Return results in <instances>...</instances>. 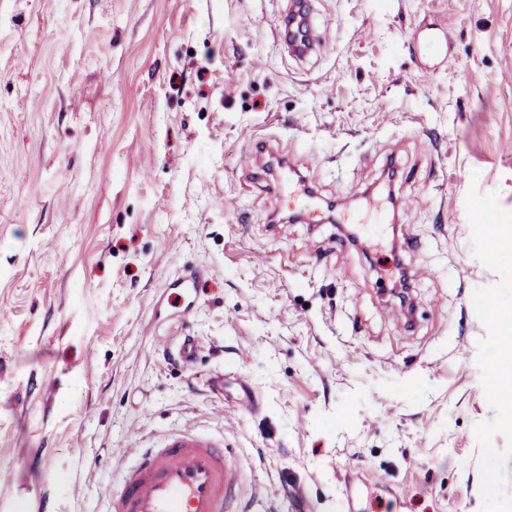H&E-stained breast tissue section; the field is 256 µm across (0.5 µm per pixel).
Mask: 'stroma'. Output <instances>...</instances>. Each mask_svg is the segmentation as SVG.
I'll return each instance as SVG.
<instances>
[{"label":"stroma","mask_w":512,"mask_h":512,"mask_svg":"<svg viewBox=\"0 0 512 512\" xmlns=\"http://www.w3.org/2000/svg\"><path fill=\"white\" fill-rule=\"evenodd\" d=\"M289 2L0 0V512H109L113 446L187 426L251 512H481L465 202L512 211V0H311L303 59ZM256 139L356 208L395 160L414 328L337 223L270 225Z\"/></svg>","instance_id":"35a3bbf8"}]
</instances>
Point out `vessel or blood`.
Returning <instances> with one entry per match:
<instances>
[{"mask_svg":"<svg viewBox=\"0 0 512 512\" xmlns=\"http://www.w3.org/2000/svg\"><path fill=\"white\" fill-rule=\"evenodd\" d=\"M269 191L294 199L307 222H320L322 210L312 194H292L287 178ZM111 461L121 485L110 500V512H232L239 468L223 444L193 428L170 433L158 448L112 454Z\"/></svg>","mask_w":512,"mask_h":512,"instance_id":"obj_1","label":"vessel or blood"}]
</instances>
